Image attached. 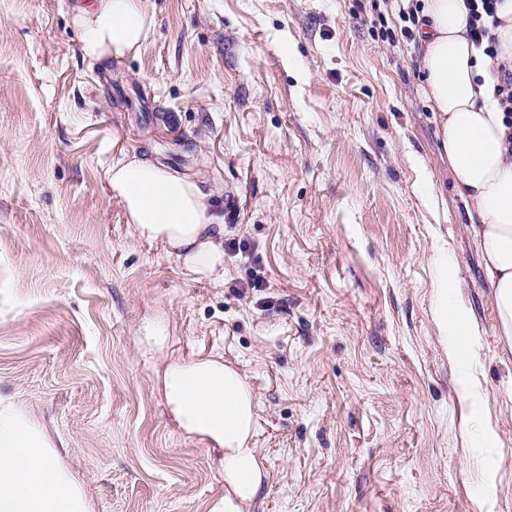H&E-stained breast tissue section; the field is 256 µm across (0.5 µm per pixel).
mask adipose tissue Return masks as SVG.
<instances>
[{
    "label": "adipose tissue",
    "mask_w": 512,
    "mask_h": 512,
    "mask_svg": "<svg viewBox=\"0 0 512 512\" xmlns=\"http://www.w3.org/2000/svg\"><path fill=\"white\" fill-rule=\"evenodd\" d=\"M498 17L492 59L468 38L464 0H421L417 14L423 95L483 261L495 331L512 349V129L493 96L497 65L512 61V0H501ZM75 22L94 62L138 52L154 27L144 0H94ZM107 180L137 239L164 245L195 280H223L224 226L194 180L134 154L114 160ZM161 385L177 426L223 455L224 493L209 512H251L266 472L246 377L217 355L170 363ZM0 512H89L48 437L21 408L1 402Z\"/></svg>",
    "instance_id": "1"
}]
</instances>
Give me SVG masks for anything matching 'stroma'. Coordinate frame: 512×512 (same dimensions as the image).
I'll return each instance as SVG.
<instances>
[{
  "instance_id": "1",
  "label": "stroma",
  "mask_w": 512,
  "mask_h": 512,
  "mask_svg": "<svg viewBox=\"0 0 512 512\" xmlns=\"http://www.w3.org/2000/svg\"><path fill=\"white\" fill-rule=\"evenodd\" d=\"M89 0H0V400L91 512H206L219 455L167 362L255 392L256 512H512V354L423 97L413 0H145L94 62ZM150 157L224 226V280L135 239L106 179ZM447 275L474 336H440ZM76 10L84 56L94 62L137 53L153 31L144 0H92Z\"/></svg>"
}]
</instances>
